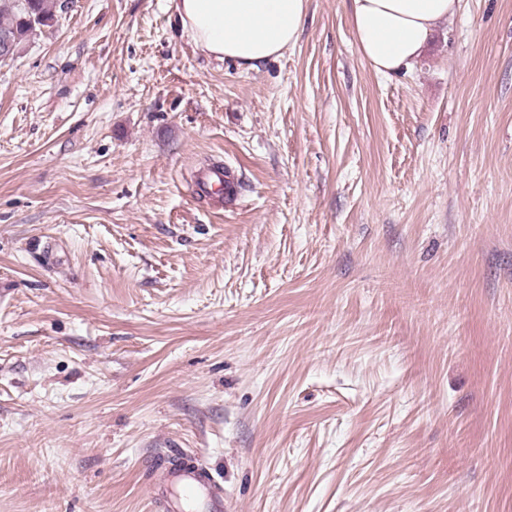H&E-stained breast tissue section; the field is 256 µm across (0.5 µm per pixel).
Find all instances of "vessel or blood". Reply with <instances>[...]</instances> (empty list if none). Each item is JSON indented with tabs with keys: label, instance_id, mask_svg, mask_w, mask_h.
<instances>
[{
	"label": "vessel or blood",
	"instance_id": "vessel-or-blood-1",
	"mask_svg": "<svg viewBox=\"0 0 512 512\" xmlns=\"http://www.w3.org/2000/svg\"><path fill=\"white\" fill-rule=\"evenodd\" d=\"M224 169L214 166L204 169L198 188L206 194L221 192ZM154 494L161 498L165 512H227L224 489L206 466L194 464L177 466L164 472Z\"/></svg>",
	"mask_w": 512,
	"mask_h": 512
}]
</instances>
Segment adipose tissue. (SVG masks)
Wrapping results in <instances>:
<instances>
[{
  "mask_svg": "<svg viewBox=\"0 0 512 512\" xmlns=\"http://www.w3.org/2000/svg\"><path fill=\"white\" fill-rule=\"evenodd\" d=\"M194 45L220 60L254 69L293 46L308 0H171ZM459 0H351L360 55L379 75L410 68Z\"/></svg>",
  "mask_w": 512,
  "mask_h": 512,
  "instance_id": "ef3b65f1",
  "label": "adipose tissue"
}]
</instances>
